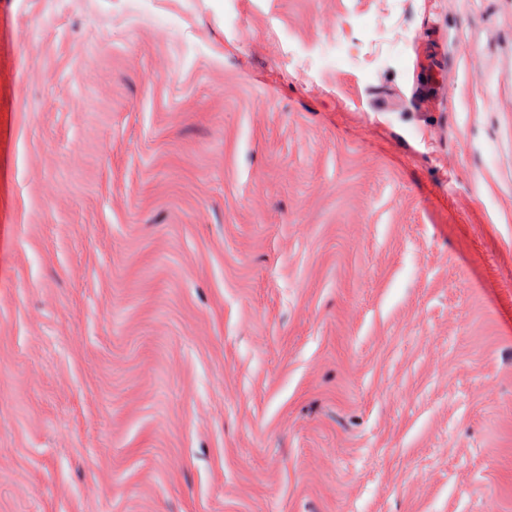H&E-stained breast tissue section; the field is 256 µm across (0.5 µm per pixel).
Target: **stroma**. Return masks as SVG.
I'll return each mask as SVG.
<instances>
[{
	"mask_svg": "<svg viewBox=\"0 0 512 512\" xmlns=\"http://www.w3.org/2000/svg\"><path fill=\"white\" fill-rule=\"evenodd\" d=\"M0 512H512V0H0Z\"/></svg>",
	"mask_w": 512,
	"mask_h": 512,
	"instance_id": "stroma-1",
	"label": "stroma"
}]
</instances>
